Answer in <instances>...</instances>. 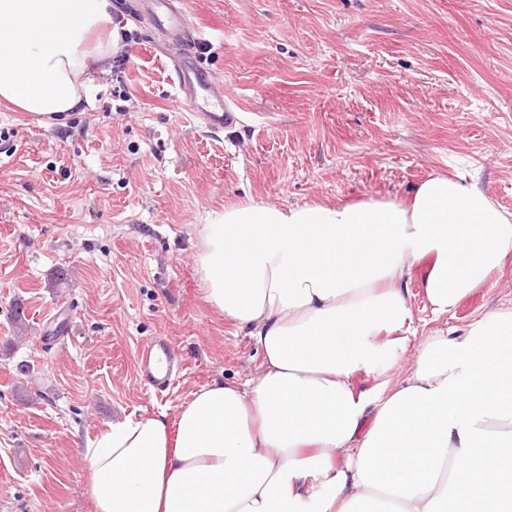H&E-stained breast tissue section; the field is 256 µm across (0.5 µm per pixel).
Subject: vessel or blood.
Instances as JSON below:
<instances>
[{
    "mask_svg": "<svg viewBox=\"0 0 512 512\" xmlns=\"http://www.w3.org/2000/svg\"><path fill=\"white\" fill-rule=\"evenodd\" d=\"M143 13L172 46L169 55L170 79L179 106L206 129L223 130L239 116L232 94L217 87L196 51L197 38L186 26L172 0H142ZM178 356L170 337L156 336L141 343L136 354V375L147 388L165 391L170 386Z\"/></svg>",
    "mask_w": 512,
    "mask_h": 512,
    "instance_id": "vessel-or-blood-1",
    "label": "vessel or blood"
}]
</instances>
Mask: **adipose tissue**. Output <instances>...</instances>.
I'll use <instances>...</instances> for the list:
<instances>
[{"label":"adipose tissue","mask_w":512,"mask_h":512,"mask_svg":"<svg viewBox=\"0 0 512 512\" xmlns=\"http://www.w3.org/2000/svg\"><path fill=\"white\" fill-rule=\"evenodd\" d=\"M120 46L112 0H0V98L78 110ZM196 249L205 300L247 330L261 372L88 439L94 512H512V308L436 329L412 356L403 335L420 261L438 319L512 255V213L478 184L249 199L209 212ZM382 364L402 378L358 391L353 377Z\"/></svg>","instance_id":"adipose-tissue-1"}]
</instances>
